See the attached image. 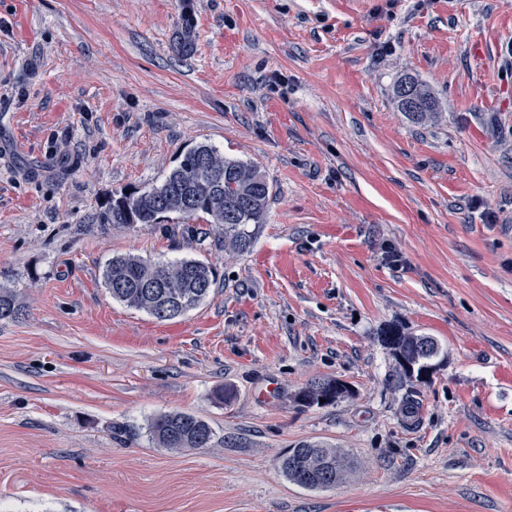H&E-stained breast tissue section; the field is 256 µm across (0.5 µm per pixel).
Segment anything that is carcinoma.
Wrapping results in <instances>:
<instances>
[{"label":"carcinoma","instance_id":"cac0c4a2","mask_svg":"<svg viewBox=\"0 0 512 512\" xmlns=\"http://www.w3.org/2000/svg\"><path fill=\"white\" fill-rule=\"evenodd\" d=\"M399 111L421 120L436 110L435 98L417 79L401 78L394 87ZM214 160L224 168V182L211 185L205 164ZM194 196L193 208L182 205L183 194ZM272 186L254 164L228 159L215 148L199 144L187 150L179 164L159 185L114 195L104 211L106 224H162L172 215H205L217 225L224 249L244 253L252 244L250 225L262 224ZM104 283L112 297L157 319L170 320L199 307L210 295L215 272L206 262L183 259L162 264L139 256L113 257L103 271ZM21 308L8 292L0 291V320H14ZM382 342L393 352L399 350L413 367L421 370L439 354L431 336H406L388 329ZM347 390L335 379L309 383L296 395L306 407L334 403ZM156 443L162 448H202L211 443L213 430L200 417L186 412L163 415L151 424ZM280 467L288 481L308 490H325L343 479L349 468L347 457L320 442L296 445L284 454Z\"/></svg>","mask_w":512,"mask_h":512}]
</instances>
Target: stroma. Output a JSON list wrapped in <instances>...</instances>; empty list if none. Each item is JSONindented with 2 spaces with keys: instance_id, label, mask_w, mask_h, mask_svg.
<instances>
[{
  "instance_id": "stroma-1",
  "label": "stroma",
  "mask_w": 512,
  "mask_h": 512,
  "mask_svg": "<svg viewBox=\"0 0 512 512\" xmlns=\"http://www.w3.org/2000/svg\"><path fill=\"white\" fill-rule=\"evenodd\" d=\"M511 43L512 0H0V512H512ZM199 144L273 187L248 252L103 222ZM127 253L216 283L156 319L103 284ZM390 328L438 340L428 378ZM174 412L210 446L155 445ZM302 442L347 478L289 482ZM394 99L400 112L413 120H422L436 110L435 98L417 79L411 76L401 78L394 87ZM347 391L346 385L335 379H321L309 383L299 391L296 401L306 407L326 405L336 402ZM320 399H324V402L320 403ZM280 467L293 484L308 490H325L343 479L349 462L335 448L320 442H305L284 454Z\"/></svg>"
}]
</instances>
